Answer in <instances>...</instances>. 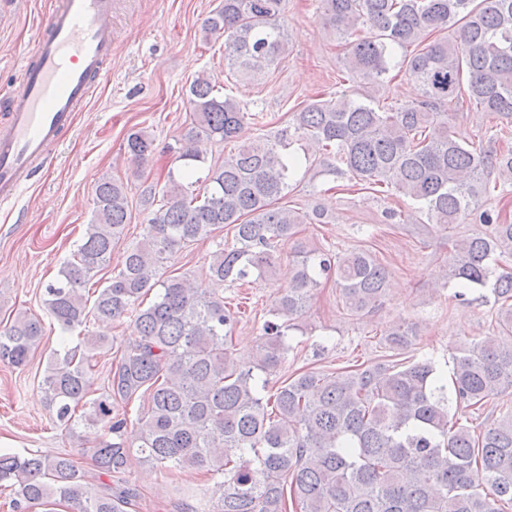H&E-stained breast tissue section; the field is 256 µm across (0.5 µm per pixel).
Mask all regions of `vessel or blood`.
<instances>
[{"label": "vessel or blood", "mask_w": 512, "mask_h": 512, "mask_svg": "<svg viewBox=\"0 0 512 512\" xmlns=\"http://www.w3.org/2000/svg\"><path fill=\"white\" fill-rule=\"evenodd\" d=\"M113 15V0H59L50 11L0 127V202L18 197L73 127L112 60Z\"/></svg>", "instance_id": "1"}]
</instances>
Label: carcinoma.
Segmentation results:
<instances>
[{
  "label": "carcinoma",
  "instance_id": "1",
  "mask_svg": "<svg viewBox=\"0 0 512 512\" xmlns=\"http://www.w3.org/2000/svg\"><path fill=\"white\" fill-rule=\"evenodd\" d=\"M324 20L345 46L342 67L352 83H385L393 60L421 95L385 108L351 90L321 97L289 114L273 135L245 140L221 162L207 163V144L240 138L262 116L230 95L218 96L205 74L189 87L191 127L178 140L179 173H167L161 199L147 190L143 239L125 248L106 285L88 304L85 290L112 257L128 224L123 182L95 187L91 224L45 288V309L63 332L87 323L134 320L137 334L105 370L92 396V361L105 339L84 336L54 357L41 389L55 422L74 433L77 421L100 424L88 450L95 486L67 453H0V487L12 512H35L61 500L71 512H127L135 489L133 463L163 472L189 467L216 480L191 512H509L512 509V403L478 428L464 415L485 409L512 388V342L488 339L456 348L451 375L427 359L406 356L417 324L400 321L382 333L393 352L355 369L309 368L270 387L285 362L289 331L322 281L332 279L347 311L358 315L385 299L390 272L365 250L337 253L297 239L313 213L280 205L308 153L305 141L333 155L320 173L386 186L419 206L430 229L463 224L480 211L484 230L453 243L445 283L462 299L492 289L499 330L512 336V222L503 209L482 208L496 189L512 186V147H475L448 125L442 107L467 103L512 120V0H320ZM286 0H224L203 25L224 39V63L236 81L265 77L289 44ZM143 129L128 133L134 160L153 153ZM205 170L203 177L198 176ZM205 281L158 271L183 248L223 229ZM293 243L288 285L277 293L275 320L262 327L253 365L228 342L238 323L224 304V282L276 273L275 243ZM160 288L149 304L144 300ZM45 337L42 320L26 312L0 330V361L27 366ZM267 375L257 382L254 370ZM142 400L133 421L112 417V400ZM83 410L76 417L77 409Z\"/></svg>",
  "mask_w": 512,
  "mask_h": 512
}]
</instances>
